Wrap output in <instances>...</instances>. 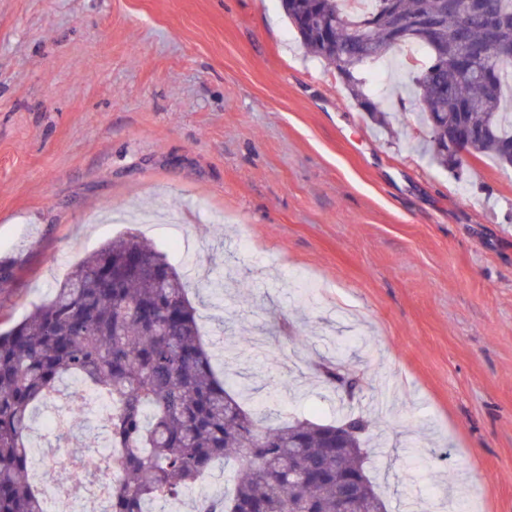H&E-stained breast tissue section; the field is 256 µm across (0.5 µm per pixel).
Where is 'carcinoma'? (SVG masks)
I'll return each mask as SVG.
<instances>
[{"label":"carcinoma","instance_id":"1","mask_svg":"<svg viewBox=\"0 0 512 512\" xmlns=\"http://www.w3.org/2000/svg\"><path fill=\"white\" fill-rule=\"evenodd\" d=\"M301 43L336 70L358 106L374 116L382 100L368 87L377 62L411 43L393 44L396 20L437 8V0H376L356 14L346 0H281ZM339 49L326 54L323 30ZM487 39L474 20L461 32L442 20L438 49L417 43L423 63L410 70L419 118L428 129L422 151L444 169L465 162L448 152V136L468 134L469 156L512 167L503 145L512 113L502 111V76L512 74V17L483 64L484 80H466L455 65L461 38ZM188 283L166 256L134 233L119 236L81 261L54 296L22 322L0 332V512H45L43 494L28 481L34 411L66 378L109 396L112 448L124 478L112 492L111 512H153L209 474L222 460L236 463L233 488L207 512H340L336 470H364L369 423L350 413L334 424L308 419L257 427L243 406L246 386L233 392L213 372L202 343ZM350 431L342 461L331 452L336 429ZM301 470L331 473L324 483L288 478V453ZM360 490L366 512H387L369 475Z\"/></svg>","mask_w":512,"mask_h":512}]
</instances>
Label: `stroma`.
Returning <instances> with one entry per match:
<instances>
[{"mask_svg": "<svg viewBox=\"0 0 512 512\" xmlns=\"http://www.w3.org/2000/svg\"><path fill=\"white\" fill-rule=\"evenodd\" d=\"M406 82L370 118L280 0H0V331L134 232L260 420L367 414L388 512H512V169L432 166Z\"/></svg>", "mask_w": 512, "mask_h": 512, "instance_id": "1", "label": "stroma"}]
</instances>
